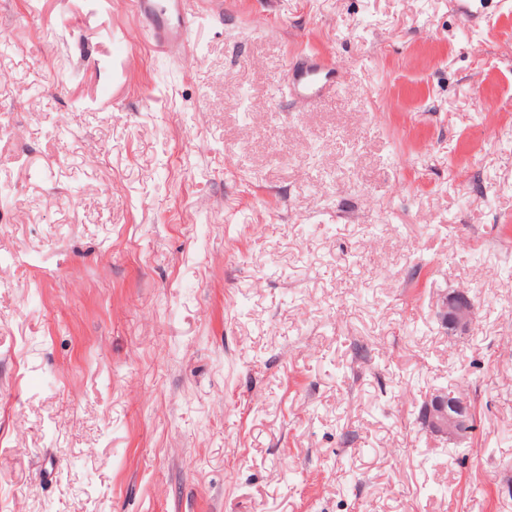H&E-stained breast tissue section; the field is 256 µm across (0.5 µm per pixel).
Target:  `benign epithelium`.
Returning <instances> with one entry per match:
<instances>
[{"instance_id": "benign-epithelium-1", "label": "benign epithelium", "mask_w": 512, "mask_h": 512, "mask_svg": "<svg viewBox=\"0 0 512 512\" xmlns=\"http://www.w3.org/2000/svg\"><path fill=\"white\" fill-rule=\"evenodd\" d=\"M437 315L445 329L466 331L474 323L476 304L468 292L456 290L444 296ZM473 420V409L468 400L445 390L429 396L418 417L424 431L456 441L469 437Z\"/></svg>"}]
</instances>
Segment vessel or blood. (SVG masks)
Here are the masks:
<instances>
[{"mask_svg": "<svg viewBox=\"0 0 512 512\" xmlns=\"http://www.w3.org/2000/svg\"><path fill=\"white\" fill-rule=\"evenodd\" d=\"M191 0H130L133 15L144 20L154 48L164 54L181 56L189 47L190 32L197 16ZM294 93L305 100H316L329 91L336 73L328 60L317 52H304L290 64Z\"/></svg>", "mask_w": 512, "mask_h": 512, "instance_id": "1", "label": "vessel or blood"}]
</instances>
